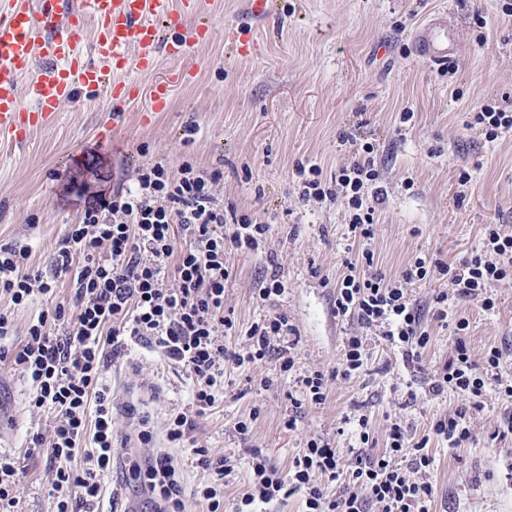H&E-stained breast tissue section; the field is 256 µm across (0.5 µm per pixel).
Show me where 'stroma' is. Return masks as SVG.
<instances>
[{
  "label": "stroma",
  "mask_w": 512,
  "mask_h": 512,
  "mask_svg": "<svg viewBox=\"0 0 512 512\" xmlns=\"http://www.w3.org/2000/svg\"><path fill=\"white\" fill-rule=\"evenodd\" d=\"M252 3L202 0L200 19L211 23L213 35L199 47L192 79L173 83L160 111L151 110L148 93L180 68L166 58L154 71H129L141 87L138 98L118 103L108 90L81 89L55 122L34 130L23 145L0 142V247L31 245L32 263L42 270L89 196L132 186L137 167L155 162L175 168L189 161L218 172V200L270 224L262 251L226 254L224 310L243 330L266 314H287L298 336L292 372L281 375L273 356L228 370L192 438L173 442L168 424L190 401L185 370L154 341L137 336L103 370L124 453L142 460L167 455L187 512H203L199 491L210 478L197 449L234 461L223 509L233 512L252 487L254 454L284 473L307 440L319 436L342 448L347 464L355 440L336 433L344 417L369 415L380 450L389 424L420 436L459 404L455 394L435 396L427 385V369L452 357L450 332L432 316V299L445 281L407 287L432 334L426 370L416 374L374 330L336 316L348 211L338 202L301 201L298 165H318L328 180L357 160L358 145L373 144L385 201L368 246L390 276L400 275L419 252L448 262L470 254L483 225L512 233V131L492 141L470 124L486 108L512 113L507 0H271L263 15L252 13ZM433 18L447 20L452 38L444 67L415 50L417 29ZM232 28L249 33L246 53L226 40ZM463 171L470 176L464 185L458 182ZM274 274L284 292L259 301V289ZM492 294L495 311L463 299L454 312L470 322L473 358L499 346L500 371L512 378V287H493ZM349 336L366 340L365 371L334 380L326 401L304 408L297 428L285 429L291 399L302 391L300 377L334 370ZM267 377L273 380L268 387L262 384ZM30 396L29 382L0 362L5 440L16 452L55 424L51 411L30 406ZM484 401L483 409L469 413L473 443L433 450L436 512H512V434L490 438L512 418V405L491 388ZM245 419L250 427L243 435L236 424ZM144 424L152 433L147 444L138 437ZM25 465L16 512H56L47 455Z\"/></svg>",
  "instance_id": "obj_1"
}]
</instances>
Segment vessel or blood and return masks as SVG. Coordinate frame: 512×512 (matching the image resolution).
<instances>
[{
    "label": "vessel or blood",
    "instance_id": "1",
    "mask_svg": "<svg viewBox=\"0 0 512 512\" xmlns=\"http://www.w3.org/2000/svg\"><path fill=\"white\" fill-rule=\"evenodd\" d=\"M198 8L197 0H0V140L25 141L77 89L96 90L110 75L194 58L209 28H186L183 18ZM88 22L89 61L69 33ZM415 41L428 62L447 63V21H429Z\"/></svg>",
    "mask_w": 512,
    "mask_h": 512
}]
</instances>
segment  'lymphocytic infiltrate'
I'll list each match as a JSON object with an SVG mask.
<instances>
[{"mask_svg": "<svg viewBox=\"0 0 512 512\" xmlns=\"http://www.w3.org/2000/svg\"><path fill=\"white\" fill-rule=\"evenodd\" d=\"M361 151V159L340 169L331 183L322 179L318 166L296 171L303 201L346 202L347 237L363 245L357 256L342 259L345 273L336 283V313L378 329L380 338L397 348L404 367L421 371L431 335L406 287L437 274L446 276L451 289L434 296L433 315L440 322H453L454 350L450 362L430 376L428 391L455 392L462 403L434 420L418 439L391 424L381 452L373 449L369 417L354 416L361 449L346 468L340 450L316 437L307 440L284 474L254 457L253 487L239 500L236 512H259L260 505L291 489L302 493L304 512H431V441L450 448L472 442L467 415L481 409L487 385L512 402V381L500 374L501 349L489 347L482 360H475L465 339L469 321L452 314L462 298L494 311L490 287L512 284V233L497 224L484 225L480 247L471 255L452 263L417 255L401 278L386 277L366 247L374 236L383 190L373 146L363 144ZM216 179L189 162L175 169L160 163L139 167L134 187L100 195L85 207L79 223L68 225L47 273L33 268L30 247L0 248V296L13 305L52 297L65 275L74 288L71 303L39 312L18 344L11 341V315L0 312V361H9L30 382L34 408L56 414L50 436L33 435L23 455L45 453L53 462L57 512H92L102 497L103 477L118 459L112 391L102 372L108 355L121 354L126 337L154 338L193 382L189 408L170 424L173 441L189 438L196 429L197 418L215 401L214 384L227 369L258 364L272 354L281 372L295 367L290 347L283 344L295 331L286 314H269L254 323L244 351L224 343L236 330L224 312V285L230 277L224 254L259 250L270 227L254 214L225 209L211 189ZM197 454L200 467L214 475L200 496L208 512H220L223 479L234 465L203 448ZM82 455L88 461L81 466L77 460ZM128 470L140 478L144 492L155 496L154 512H184L181 486L168 457L135 461ZM327 480L338 483L336 494L326 493Z\"/></svg>", "mask_w": 512, "mask_h": 512, "instance_id": "obj_1", "label": "lymphocytic infiltrate"}]
</instances>
